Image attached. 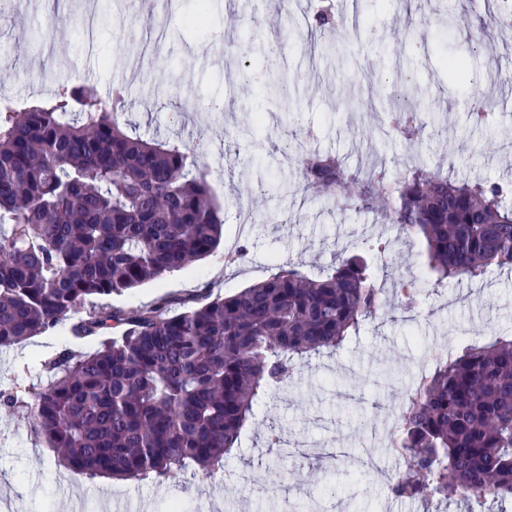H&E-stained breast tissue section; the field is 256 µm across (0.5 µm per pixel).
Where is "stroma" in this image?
Segmentation results:
<instances>
[{"instance_id":"1","label":"stroma","mask_w":512,"mask_h":512,"mask_svg":"<svg viewBox=\"0 0 512 512\" xmlns=\"http://www.w3.org/2000/svg\"><path fill=\"white\" fill-rule=\"evenodd\" d=\"M308 0H209L205 26H189L198 0H15L0 15V98L32 102L62 80L96 86L103 101L126 85L122 115L143 137L177 139L206 164L221 202L223 241L216 253L115 298L118 306L188 295L203 286L230 295L292 263L318 273L340 252L365 256L383 283L386 309L343 348L309 359L274 388L256 423L208 480L184 474L161 484L88 478L65 470L29 422L0 408V512H108L109 500L147 512H421L390 495L391 476L369 457L389 453L372 427H392L428 348H461L512 334V273L480 281L426 283L419 306L398 307L390 271L424 276L418 241L400 236L372 210H344L331 198L299 192L293 134L314 131L307 147L343 157L351 170L384 166L397 177L406 149L382 137L391 83L411 72L407 98L425 125L423 156L451 179L476 176L512 185V120L471 125L469 104L506 111L512 96V29L476 0H331L335 29L307 34ZM253 41L260 80L242 68L238 47ZM463 57L468 75L446 60ZM263 112L260 140L245 128ZM238 142L225 151L227 138ZM392 239L387 255L368 252ZM245 259L234 260L241 240ZM68 343L66 326L0 350V383L36 382ZM276 426L289 458L270 453Z\"/></svg>"}]
</instances>
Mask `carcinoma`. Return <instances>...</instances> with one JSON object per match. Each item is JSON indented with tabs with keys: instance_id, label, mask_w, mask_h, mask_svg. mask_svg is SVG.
I'll use <instances>...</instances> for the list:
<instances>
[{
	"instance_id": "1",
	"label": "carcinoma",
	"mask_w": 512,
	"mask_h": 512,
	"mask_svg": "<svg viewBox=\"0 0 512 512\" xmlns=\"http://www.w3.org/2000/svg\"><path fill=\"white\" fill-rule=\"evenodd\" d=\"M320 8L307 28L333 29ZM96 89L66 82L35 104L0 102V348L72 323L94 350L61 352L47 378L0 386V407L32 420L64 467L91 478L163 481L224 470L269 390L311 357L332 353L383 309V289L358 255L316 275L293 264L230 296L205 287L138 308L100 305L212 255L221 206L189 148L144 139ZM389 136L416 149L415 108L392 113ZM304 189L376 209L420 241L435 283L512 270V188L452 180L415 160L397 183L359 175L331 154L299 160ZM402 311L424 283L395 282ZM389 492L429 504L512 502V337L438 356L408 398Z\"/></svg>"
}]
</instances>
